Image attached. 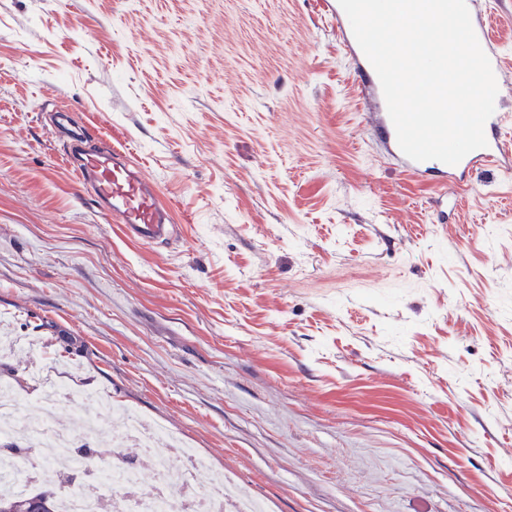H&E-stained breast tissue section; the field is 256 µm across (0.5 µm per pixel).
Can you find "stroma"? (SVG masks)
I'll return each mask as SVG.
<instances>
[{"mask_svg": "<svg viewBox=\"0 0 512 512\" xmlns=\"http://www.w3.org/2000/svg\"><path fill=\"white\" fill-rule=\"evenodd\" d=\"M180 226L127 239L52 111ZM316 0H0V338L265 512H512V172L384 158Z\"/></svg>", "mask_w": 512, "mask_h": 512, "instance_id": "35a3bbf8", "label": "stroma"}]
</instances>
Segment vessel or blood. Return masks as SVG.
Listing matches in <instances>:
<instances>
[{"label":"vessel or blood","instance_id":"vessel-or-blood-1","mask_svg":"<svg viewBox=\"0 0 512 512\" xmlns=\"http://www.w3.org/2000/svg\"><path fill=\"white\" fill-rule=\"evenodd\" d=\"M479 44L488 56L494 74H501V55L487 27L486 14L478 10L477 0H466ZM326 8L336 23V37L346 51L362 92L371 105L369 122L378 141L404 173L413 178L430 174L462 175L480 163H497L512 157V149L502 139L505 121L497 111L485 124L486 147L468 153L458 164L437 160L415 161L400 149L394 125L389 117L378 75L357 43L350 21L339 0H326ZM57 131L66 137L65 155L78 183L97 203L111 222L122 226L137 242L156 246L174 232L172 209L163 202L157 183L147 178L138 160L122 143L104 151L87 140L82 128L61 120Z\"/></svg>","mask_w":512,"mask_h":512}]
</instances>
